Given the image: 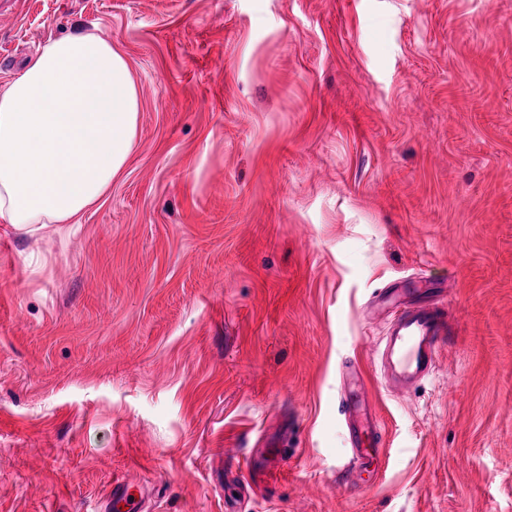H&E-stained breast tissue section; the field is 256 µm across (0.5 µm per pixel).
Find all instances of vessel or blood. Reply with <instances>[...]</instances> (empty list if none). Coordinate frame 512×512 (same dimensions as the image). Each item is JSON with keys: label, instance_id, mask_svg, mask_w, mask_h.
I'll use <instances>...</instances> for the list:
<instances>
[{"label": "vessel or blood", "instance_id": "vessel-or-blood-1", "mask_svg": "<svg viewBox=\"0 0 512 512\" xmlns=\"http://www.w3.org/2000/svg\"><path fill=\"white\" fill-rule=\"evenodd\" d=\"M393 293L399 296L400 302L387 323L380 357L390 371L392 386L400 389L415 385L434 369L449 330L441 295L416 301L411 289L400 288L393 292L385 288L374 295L373 300L383 302ZM340 379L338 408L345 420L351 450L343 471L347 480L352 481L373 460L385 457L389 443L384 424L360 397L364 381L358 366L350 361L343 363ZM246 465L260 468L272 481L284 471L281 457L273 450L259 460L247 457ZM149 509V496L144 486L113 480L104 512H149Z\"/></svg>", "mask_w": 512, "mask_h": 512}]
</instances>
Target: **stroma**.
Segmentation results:
<instances>
[{
  "instance_id": "stroma-1",
  "label": "stroma",
  "mask_w": 512,
  "mask_h": 512,
  "mask_svg": "<svg viewBox=\"0 0 512 512\" xmlns=\"http://www.w3.org/2000/svg\"><path fill=\"white\" fill-rule=\"evenodd\" d=\"M20 2L0 87L89 31L139 112L79 223H0V512H512V0ZM413 281L451 331L395 390L370 301ZM346 360L390 443L358 488ZM246 465L248 468L258 466L265 472L269 480L275 481L284 472V464L282 458L279 457L275 450L268 451L267 455L262 459H255L253 456L246 457ZM123 507H128V510L122 511ZM102 510L104 512H147L153 509L149 506V496L144 486L115 479L112 481V489L106 496Z\"/></svg>"
}]
</instances>
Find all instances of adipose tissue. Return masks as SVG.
Instances as JSON below:
<instances>
[{"label": "adipose tissue", "mask_w": 512, "mask_h": 512, "mask_svg": "<svg viewBox=\"0 0 512 512\" xmlns=\"http://www.w3.org/2000/svg\"><path fill=\"white\" fill-rule=\"evenodd\" d=\"M139 101L125 58L79 31L0 89V221L73 224L131 154Z\"/></svg>", "instance_id": "ef3b65f1"}]
</instances>
